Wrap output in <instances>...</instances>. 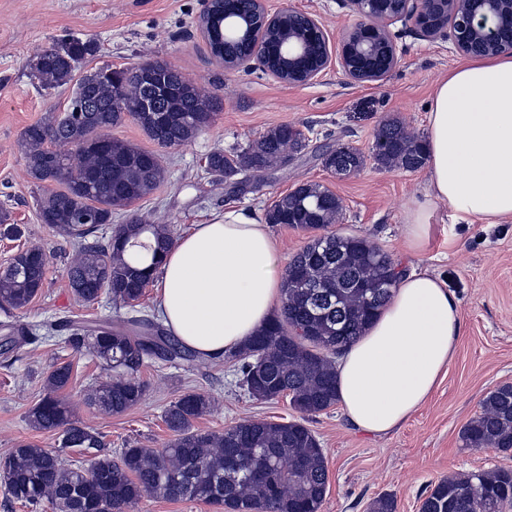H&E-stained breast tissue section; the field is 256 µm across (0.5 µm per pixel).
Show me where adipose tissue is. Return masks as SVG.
<instances>
[{"label": "adipose tissue", "mask_w": 512, "mask_h": 512, "mask_svg": "<svg viewBox=\"0 0 512 512\" xmlns=\"http://www.w3.org/2000/svg\"><path fill=\"white\" fill-rule=\"evenodd\" d=\"M430 203L468 224L512 222V56H475L439 80L428 114ZM284 268L266 225L236 216L197 225L167 247L158 308L205 359L234 351L270 320ZM463 331L459 303L425 272H400L389 302L337 367L347 423L384 436L448 372Z\"/></svg>", "instance_id": "obj_1"}]
</instances>
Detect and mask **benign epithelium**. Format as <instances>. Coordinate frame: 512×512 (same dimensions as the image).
Returning <instances> with one entry per match:
<instances>
[{
  "label": "benign epithelium",
  "instance_id": "1",
  "mask_svg": "<svg viewBox=\"0 0 512 512\" xmlns=\"http://www.w3.org/2000/svg\"><path fill=\"white\" fill-rule=\"evenodd\" d=\"M208 0L200 28L215 61L229 71L259 67L288 86H305L323 77L336 63L359 83L383 80L399 62L396 24H412L419 36L453 44L462 55L482 43L493 56L512 49V0H350L361 21L344 31L333 49L321 19L290 7L268 8L255 0V13L238 24V37L254 46L251 54H223L225 13ZM162 92L160 81L147 74L145 95L137 110L152 112Z\"/></svg>",
  "mask_w": 512,
  "mask_h": 512
}]
</instances>
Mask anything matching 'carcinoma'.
<instances>
[{
	"mask_svg": "<svg viewBox=\"0 0 512 512\" xmlns=\"http://www.w3.org/2000/svg\"><path fill=\"white\" fill-rule=\"evenodd\" d=\"M89 41L64 36L38 54L31 69L42 87L56 89L75 83L65 112L48 113L26 127L18 146L37 182H55L61 191L42 194L37 207L51 228L81 246L80 260L65 269L72 294L93 303L105 293L112 302L135 307L153 283L157 257L139 266L140 254L150 252V240L170 242L171 230L131 217L106 242L89 238L97 229L81 222L86 211L102 224L112 214L129 211L152 195L165 180L160 155L112 136L125 117L136 120L161 147L193 142L212 126L222 108L217 95L206 94L171 65L157 67L166 76L158 117L134 111L142 95L138 68L112 70L100 79L91 68L75 76L77 64L93 55ZM189 114L191 122L183 116ZM71 146L75 152L65 150ZM307 147L303 133L282 124L268 130L242 152L226 155L217 149L206 156L205 169L231 187L246 172L275 171ZM375 161L388 169L415 171L425 163L424 142L398 122L379 126L373 144ZM323 166L348 176L365 164L358 150L338 145L326 148ZM77 169L87 173L78 183ZM343 212L340 198L324 185L306 181L279 196L265 214L268 224H284L309 233L305 246L288 262L282 307L233 355L241 362L242 381L258 400L289 398L306 418L338 401L336 355L363 336L391 297L398 270L391 255L367 239L331 230ZM47 257L39 247L18 252L0 271V306L27 308L41 291ZM47 332L69 330L68 343L89 350L112 378L90 387L84 404L107 413H123L139 405L146 386L137 377L145 359L160 356L191 364L195 357L168 336L158 318L148 315L119 324L94 327L79 320L49 322ZM71 365L57 364L47 373V394L28 412L30 426L58 432L61 448L49 450L21 443L0 459V474L14 502L35 506L52 503L55 512H131L145 495L166 499H200L224 505L228 512H321L328 468L325 451L303 423L247 420L221 433L195 430L194 420L210 412L211 399L187 393L164 414L174 441L166 448L124 449L117 458L102 435L81 426L73 408L59 392L71 380ZM465 448L512 449V384L490 391L481 411L464 427ZM91 453L89 467H69L62 454ZM512 507V466L446 478L423 499L421 512H504Z\"/></svg>",
	"mask_w": 512,
	"mask_h": 512,
	"instance_id": "cac0c4a2",
	"label": "carcinoma"
}]
</instances>
